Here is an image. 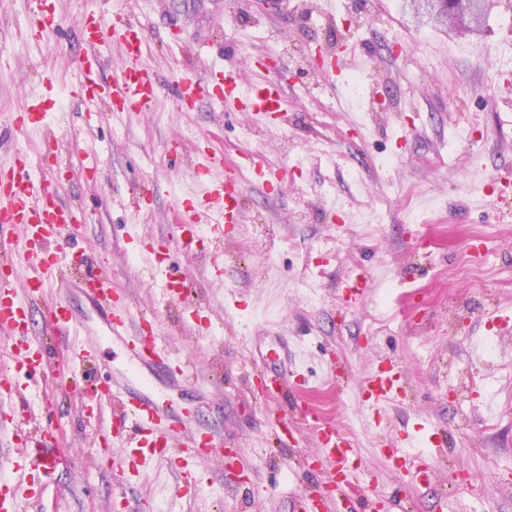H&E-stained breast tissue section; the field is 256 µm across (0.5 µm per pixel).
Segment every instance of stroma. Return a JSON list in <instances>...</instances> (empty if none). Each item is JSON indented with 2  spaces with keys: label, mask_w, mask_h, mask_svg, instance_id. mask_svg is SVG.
Listing matches in <instances>:
<instances>
[{
  "label": "stroma",
  "mask_w": 512,
  "mask_h": 512,
  "mask_svg": "<svg viewBox=\"0 0 512 512\" xmlns=\"http://www.w3.org/2000/svg\"><path fill=\"white\" fill-rule=\"evenodd\" d=\"M147 34L145 62L160 83L149 112L118 115L99 108L87 119L73 84L84 46L80 26L104 0H57L56 27L38 33L32 0L0 8V163L27 154L35 178L51 180L60 200L85 221L74 235L87 272L130 293L135 311L151 313L164 343L188 359L198 380L220 387L203 401L181 402L200 422H223L242 451L243 476L214 475L184 494V472L150 463L140 479L122 481L111 455L95 459L92 438L105 427L95 402L81 403L84 367L65 352L48 373L25 378L27 395L46 404L47 419L22 416L0 424V452L36 427L67 450L68 467L41 476L44 512H298L320 473L304 469L316 451L308 431L285 446L273 440L274 418L290 399L249 395L255 362L277 364L287 343L291 369L304 378V398L353 436L363 486H376L378 512H512V0H491L484 31L449 35L416 23L405 0H307L277 17L256 0H126ZM186 29L183 50L166 34ZM345 67L330 82L320 56ZM272 64L288 120L277 123L203 100L195 111L175 106L184 69L241 65V80H261L245 67ZM55 69L61 107L47 127L22 135L9 119L42 89ZM59 138L56 164L38 166L47 132ZM182 151L170 160L167 150ZM211 143L225 162L260 151L287 167L288 182L270 196L244 176V220L223 239L202 230L186 255L170 237L175 200L201 197L194 149ZM149 180L152 198L134 208L135 187ZM168 252L152 269L133 257L127 238ZM221 275L209 276L215 255ZM187 278L184 303L163 295L169 274ZM366 275L362 304L340 285ZM480 310L455 318L457 305ZM205 309L206 333L184 325V308ZM499 337L500 366L486 373L470 361L484 337ZM396 364L406 393L384 405L387 438L397 453L429 455L438 482L411 488L378 446L371 401L359 390L371 370ZM471 364L468 391L455 388L453 365ZM424 422L440 446L403 442Z\"/></svg>",
  "instance_id": "stroma-1"
}]
</instances>
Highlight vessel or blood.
Here are the masks:
<instances>
[{
  "mask_svg": "<svg viewBox=\"0 0 512 512\" xmlns=\"http://www.w3.org/2000/svg\"><path fill=\"white\" fill-rule=\"evenodd\" d=\"M107 32L119 41L128 67L105 87L99 80L96 49ZM81 37L85 52L74 88L88 111L101 106L115 113L149 111L159 84L144 62L147 46L142 24L116 6L106 17L89 15ZM58 82L55 73H43L44 94L27 97L11 113L12 132L23 134L44 123L57 107ZM203 98L217 99L239 112H262L281 121L287 117L280 85L263 79L242 88L234 65L179 78L178 111H193ZM195 154L197 173L207 182V190L196 204L178 202L172 209V229L180 249L188 254L197 246L195 237L187 233L188 227L209 225L212 234L220 238L225 225L239 223L245 205L243 174L265 185L286 179L284 169L271 167L257 152H242L229 165L222 155L208 149H196ZM79 224L77 211L60 201L51 182L34 179L29 173L26 155H16L11 162L0 165V266L25 272L27 279L23 296L15 292L10 280L0 279V332L12 338L6 346V359L0 363V395L30 417H37L40 409L27 401L18 375L46 372L63 346L89 363L88 380L97 396L112 407L111 422L94 437L93 448L113 451L118 463L127 465L132 476H139L143 467L156 460L170 465L214 463L222 471L241 466L240 448L225 441L220 425L197 422L175 407L174 397L185 388H195L202 399L212 397L213 391L199 385L188 360L178 358L164 345L155 320L134 315L122 290L114 288L110 280L86 272L87 258L74 250L71 236ZM51 286L58 296L44 316V329L55 338L50 344L33 337L30 324L33 309ZM103 335L121 344L129 362L127 373L102 374L95 368V353ZM248 385L252 395L275 399L300 388L301 383L283 361L277 367L249 375ZM360 385L376 403L392 401L402 391L399 374L390 368L368 373ZM296 413L298 419L294 422L287 415L278 416L275 435L280 444H287L301 425L316 440L319 457L314 468L323 477V488L305 500L304 512H329L334 498L364 496L358 480L361 457L355 441L315 406L300 404ZM61 463L62 456L47 432L19 438L0 456V512H15L21 502L39 508L41 492L31 475L54 471ZM393 465L411 485L428 487L436 481V470L425 456H399Z\"/></svg>",
  "mask_w": 512,
  "mask_h": 512,
  "instance_id": "1",
  "label": "vessel or blood"
}]
</instances>
